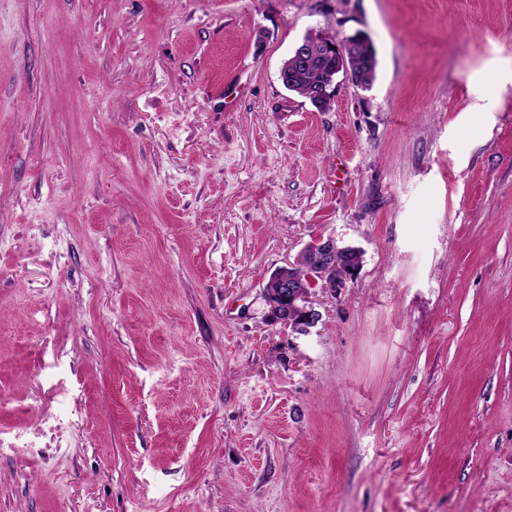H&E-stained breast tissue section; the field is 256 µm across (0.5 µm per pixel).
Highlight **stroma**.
<instances>
[{
	"label": "stroma",
	"instance_id": "35a3bbf8",
	"mask_svg": "<svg viewBox=\"0 0 512 512\" xmlns=\"http://www.w3.org/2000/svg\"><path fill=\"white\" fill-rule=\"evenodd\" d=\"M0 512H512V0H0ZM314 37L322 42L324 49L330 56H336L334 69L336 76L342 73L343 79L355 85L348 67V58L354 55L355 41H349L347 36L344 39L326 34H317ZM310 54V59L306 61L305 65L291 68V83L285 88L308 99L310 102L313 99L315 104L321 106L323 101H328L329 98L333 99L332 91L334 88L336 89L334 85L336 76L331 78L330 84L319 86L321 83L326 84L329 81L327 75L333 76V73H330V62L326 58L323 46L320 43L311 45ZM349 65L354 78L358 82L365 84L373 82L376 77L378 61L372 43L358 40L356 55L350 59ZM318 86V91L313 98V92ZM353 249L356 248L350 246L339 247L336 238L332 236L326 238L320 236L305 248L297 261L305 256L308 262L315 263L321 269V277L318 279L320 281V288L326 290L331 295H336L339 290L345 287L346 282L355 276L358 268L353 267H358L361 263L359 250L354 251L351 255L345 254ZM340 251L344 253L336 255ZM336 263L340 266L348 263L353 267H340ZM318 280L313 283L312 288L317 285ZM263 294L268 308L265 316L273 325L292 327L295 330L306 332L320 320L319 311L313 307L310 301L309 289L305 295L298 294L290 279L272 276L267 281ZM290 308L296 310L295 315L301 314L302 324L298 325L296 319L292 320Z\"/></svg>",
	"mask_w": 512,
	"mask_h": 512
}]
</instances>
